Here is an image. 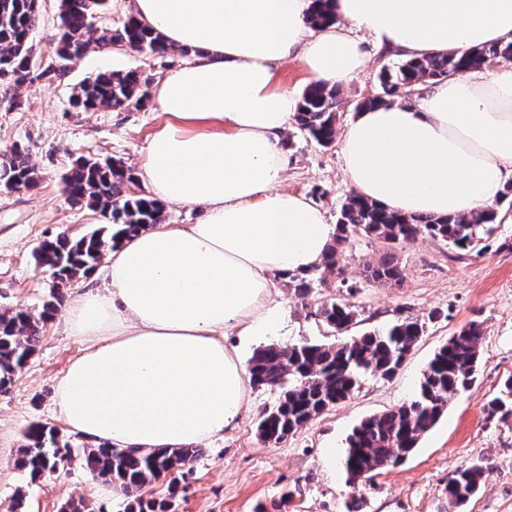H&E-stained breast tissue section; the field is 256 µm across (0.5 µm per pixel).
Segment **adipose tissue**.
Wrapping results in <instances>:
<instances>
[{"instance_id":"1","label":"adipose tissue","mask_w":512,"mask_h":512,"mask_svg":"<svg viewBox=\"0 0 512 512\" xmlns=\"http://www.w3.org/2000/svg\"><path fill=\"white\" fill-rule=\"evenodd\" d=\"M167 45L194 50L152 88L168 121L138 179L150 197L201 205L199 223L156 224L110 251L108 283L68 309L88 343L57 382L55 414L94 443L134 450L204 444L239 421L250 383L226 330L275 335L272 277L320 265L336 233L308 198L283 190L299 100L276 83L298 56L318 82L349 84L369 64L363 38L414 57L512 40V0H133ZM340 154L351 190L407 216L492 207L512 179V65L419 87L363 110Z\"/></svg>"}]
</instances>
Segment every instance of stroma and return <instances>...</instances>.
Listing matches in <instances>:
<instances>
[{
	"mask_svg": "<svg viewBox=\"0 0 512 512\" xmlns=\"http://www.w3.org/2000/svg\"><path fill=\"white\" fill-rule=\"evenodd\" d=\"M184 60L176 49L159 57L117 43L102 51L90 49L62 79L20 88L0 86V151L21 145L40 175L34 189L0 191V312L24 308L36 313L48 299L53 280L35 260L43 240L62 232L77 238L105 223L99 213L71 205L62 194L60 178L72 162L81 155L110 156L138 169L148 139L166 122L151 101L138 110L75 111L68 104L73 88L105 71H134L151 84ZM396 60V54L373 51L369 67L342 90L337 128L357 116L363 101L380 94L379 73ZM12 99L18 100L17 108L9 107ZM283 147L288 157L284 189L308 197L327 223H336L350 193L338 145L321 146L292 127ZM497 210L501 220L484 249L462 259L431 239L399 247L398 283L370 277L369 266L389 247L381 239L362 236L346 244L342 276H327L308 301L295 295L287 278L274 277L271 300L284 315L278 335L258 338L244 348L235 330L226 332V345L240 348L243 359L268 345L336 341V332L306 312L307 307L331 301L347 302L355 310L349 335L381 331L407 317L422 323L424 333L394 377L364 376L348 399L275 445L262 444L257 437L259 414L275 395L250 387L237 427L206 444L203 455L179 480L176 512H257L272 507L288 491L294 494L288 512H346L351 501L359 502L361 512H448L449 479L476 460L484 461L487 469L478 494L462 512H512V416L490 413L488 407L512 377V196ZM103 278L99 264L64 287L63 302L43 328L35 354L0 393V512H13L17 500L20 512H60L73 498L105 512H125L124 496L79 461L35 482L16 466L23 433L35 422L68 435L74 447L83 444L82 437L69 433L54 414L53 403L62 371L87 347L68 329V305L76 295L101 286ZM472 322L483 331L473 383L452 397L447 411L404 463L370 479L348 482L341 459L353 426L414 399L433 354Z\"/></svg>",
	"mask_w": 512,
	"mask_h": 512,
	"instance_id": "1",
	"label": "stroma"
}]
</instances>
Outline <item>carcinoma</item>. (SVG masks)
<instances>
[{
	"instance_id": "carcinoma-1",
	"label": "carcinoma",
	"mask_w": 512,
	"mask_h": 512,
	"mask_svg": "<svg viewBox=\"0 0 512 512\" xmlns=\"http://www.w3.org/2000/svg\"><path fill=\"white\" fill-rule=\"evenodd\" d=\"M332 2L313 0L312 25L336 22ZM106 4L107 0H60L53 54L40 67V55L28 38L38 24L39 7L33 0H0V84L21 87L37 80L60 79L68 73L70 64L93 45L106 48L124 43L139 52L160 56L168 53L169 47L160 35L133 17L115 30L95 25ZM499 59L512 60L511 41L478 47L462 55L404 58L383 68L381 94L363 102L360 109L405 98L417 85L460 77ZM339 96L337 86L311 83L293 115V124L319 145L332 144L336 139ZM146 99L147 91L136 73L112 72L80 83L74 88L69 105L79 112L123 104L138 110ZM39 180L22 146L14 145L0 157V188L8 189L7 182L11 181L20 189H30ZM61 183L72 205L99 212L108 224L76 239L60 233L40 246L35 259L51 271L55 289L37 314L22 310L0 312V392L8 389L14 376L34 355L40 329L62 302V288L95 268L103 250L110 251L121 239L163 220L164 204L131 192L130 186L136 184L134 173L112 157H77L62 175ZM497 219L498 212L493 208L449 217L404 216L352 193L341 205L336 236L323 268L341 274V247L356 234L373 236L391 245V252L373 267L374 278L398 282L397 249L403 244L430 238L456 251H480ZM323 280L322 275L290 276V284L302 299L313 293L315 282ZM314 315L339 333L346 331L356 317L344 302L324 303ZM422 329L418 321L406 318L382 333L367 332L336 343L303 342L288 348L269 345L257 350L248 366L251 384L276 392L274 402L260 414L259 439L267 445L279 443L329 407L345 401L366 374L393 377L418 342ZM482 335L477 323L462 327L434 354L422 373L414 399L370 415L353 428L343 460L348 481L368 479L384 468L402 463L413 453L422 436L439 421L452 395L472 383ZM508 398L512 400V377L504 382L501 396L490 401V411L512 415ZM24 438L17 465L30 480L58 472L77 458L94 477L124 495L126 512H171L175 481H170L168 496L159 499L143 497V490L172 468L179 474L191 469L203 452L192 445L148 452L110 444L75 448L55 428L42 423L31 424ZM485 470L484 462L477 460L456 472L448 484V512H455L476 495Z\"/></svg>"
}]
</instances>
